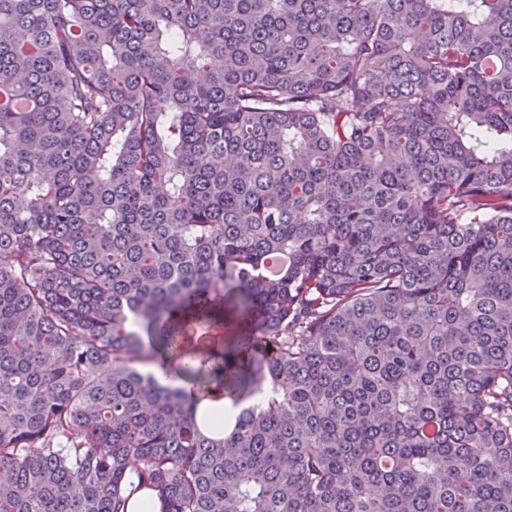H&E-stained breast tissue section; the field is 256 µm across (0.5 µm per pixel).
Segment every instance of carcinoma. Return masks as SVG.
<instances>
[{"label": "carcinoma", "instance_id": "1", "mask_svg": "<svg viewBox=\"0 0 512 512\" xmlns=\"http://www.w3.org/2000/svg\"><path fill=\"white\" fill-rule=\"evenodd\" d=\"M139 486L512 512V0H0V512ZM150 371L163 382L165 376H167V379H170L174 386L180 387L187 392L191 391L194 399L196 395H199L200 399L196 401L199 416L208 417V421L213 425L223 426L224 412L226 416H231L235 410L232 400L224 396V388L215 383L209 386H193L189 382L173 379L166 375L165 369L157 361H152Z\"/></svg>", "mask_w": 512, "mask_h": 512}]
</instances>
